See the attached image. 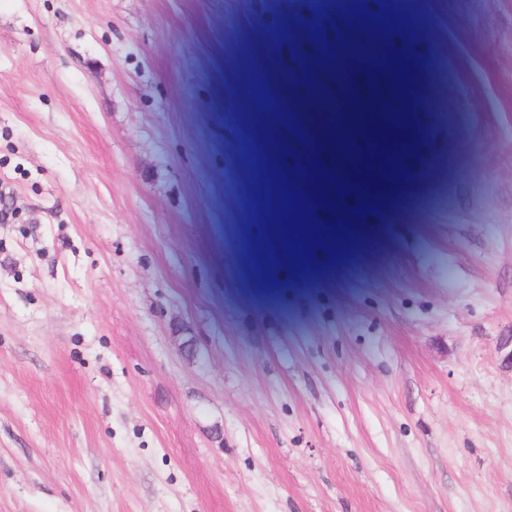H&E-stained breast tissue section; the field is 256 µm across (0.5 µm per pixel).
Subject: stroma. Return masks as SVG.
I'll list each match as a JSON object with an SVG mask.
<instances>
[{"label": "stroma", "mask_w": 512, "mask_h": 512, "mask_svg": "<svg viewBox=\"0 0 512 512\" xmlns=\"http://www.w3.org/2000/svg\"><path fill=\"white\" fill-rule=\"evenodd\" d=\"M0 187V512H512V0H0Z\"/></svg>", "instance_id": "stroma-1"}]
</instances>
